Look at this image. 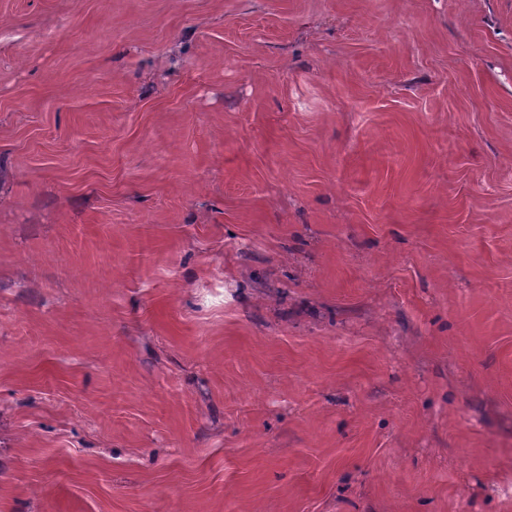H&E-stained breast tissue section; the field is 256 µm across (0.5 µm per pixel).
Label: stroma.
Listing matches in <instances>:
<instances>
[{"label": "stroma", "mask_w": 512, "mask_h": 512, "mask_svg": "<svg viewBox=\"0 0 512 512\" xmlns=\"http://www.w3.org/2000/svg\"><path fill=\"white\" fill-rule=\"evenodd\" d=\"M0 512H512V0H0Z\"/></svg>", "instance_id": "1"}]
</instances>
